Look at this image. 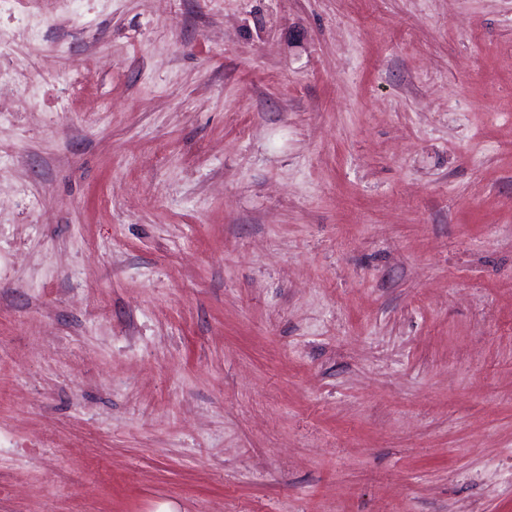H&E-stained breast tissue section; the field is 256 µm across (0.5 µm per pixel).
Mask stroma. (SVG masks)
I'll return each instance as SVG.
<instances>
[{"label":"stroma","instance_id":"stroma-1","mask_svg":"<svg viewBox=\"0 0 512 512\" xmlns=\"http://www.w3.org/2000/svg\"><path fill=\"white\" fill-rule=\"evenodd\" d=\"M0 512H512V0H0Z\"/></svg>","mask_w":512,"mask_h":512}]
</instances>
